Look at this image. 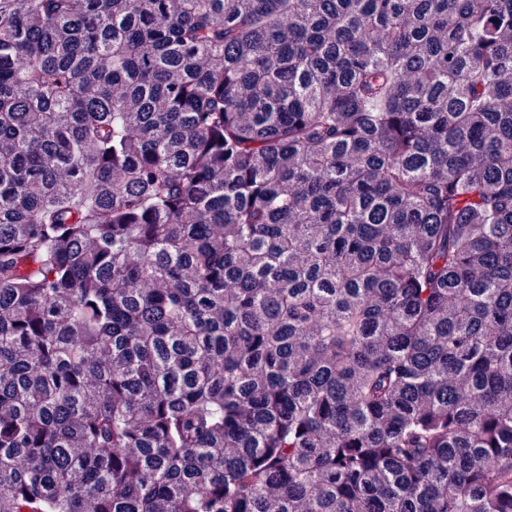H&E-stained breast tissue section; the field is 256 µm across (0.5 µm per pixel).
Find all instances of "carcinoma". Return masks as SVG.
<instances>
[{
  "label": "carcinoma",
  "mask_w": 512,
  "mask_h": 512,
  "mask_svg": "<svg viewBox=\"0 0 512 512\" xmlns=\"http://www.w3.org/2000/svg\"><path fill=\"white\" fill-rule=\"evenodd\" d=\"M0 512H512V0H0Z\"/></svg>",
  "instance_id": "carcinoma-1"
}]
</instances>
